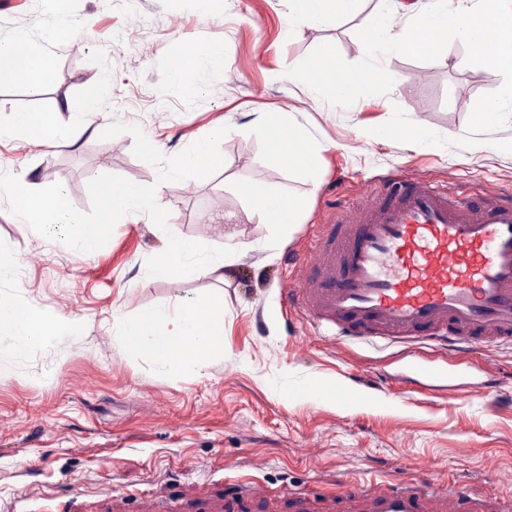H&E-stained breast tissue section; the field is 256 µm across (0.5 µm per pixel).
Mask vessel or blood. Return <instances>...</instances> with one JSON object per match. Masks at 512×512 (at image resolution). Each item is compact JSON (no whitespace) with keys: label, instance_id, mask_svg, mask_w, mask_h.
Returning a JSON list of instances; mask_svg holds the SVG:
<instances>
[{"label":"vessel or blood","instance_id":"1","mask_svg":"<svg viewBox=\"0 0 512 512\" xmlns=\"http://www.w3.org/2000/svg\"><path fill=\"white\" fill-rule=\"evenodd\" d=\"M284 304L319 335L411 343L428 333L449 353L512 343V193L473 201L419 173L374 183L339 205ZM336 512H512L459 491L383 480L336 499Z\"/></svg>","mask_w":512,"mask_h":512}]
</instances>
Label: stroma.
Returning a JSON list of instances; mask_svg holds the SVG:
<instances>
[{
  "label": "stroma",
  "instance_id": "1",
  "mask_svg": "<svg viewBox=\"0 0 512 512\" xmlns=\"http://www.w3.org/2000/svg\"><path fill=\"white\" fill-rule=\"evenodd\" d=\"M361 0L335 24L288 26V0H0V38L24 30L51 64L47 86L0 83V124L40 110L64 122L86 120L85 102L110 105L75 145L42 150L21 137L0 140V173L25 175L32 188L61 183L89 211L88 181L116 174L156 184L169 212L160 229L142 212L121 218L107 244L84 257L21 224L0 198V304L36 307L81 325L78 336L16 353L0 335V512H133L155 495L170 512H216L236 478L265 483L264 502L241 512H289V495L345 493L352 481H423L512 498V346L480 344L456 365L421 346L420 357L451 367L428 380L404 370L408 348L330 345L286 308L280 290L298 276L294 258L309 247L341 199L383 176L414 171L474 197L512 189V119L479 134L470 148L399 144L369 135L401 107L415 123L451 139L467 132L477 99L502 84L495 71L466 62L451 43L446 63L390 57L388 94L348 107L312 101L285 72L330 42L362 59L356 32L381 9ZM74 29L50 39L59 23ZM218 45L223 63L198 80H170L173 57ZM290 112L321 145L320 184L273 162L252 113ZM139 126L173 156L226 123L223 166L205 179L157 184V171L133 154L134 139L100 137L109 122ZM245 186L302 201L298 224L279 231L251 217ZM219 256L240 244L223 280L176 281L156 269L167 234ZM224 296V346L195 373L155 367L127 347L123 321L159 306L177 308ZM349 390L348 401L330 398ZM207 461L191 471L187 460Z\"/></svg>",
  "mask_w": 512,
  "mask_h": 512
}]
</instances>
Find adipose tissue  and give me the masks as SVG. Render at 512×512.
I'll return each instance as SVG.
<instances>
[{
  "label": "adipose tissue",
  "mask_w": 512,
  "mask_h": 512,
  "mask_svg": "<svg viewBox=\"0 0 512 512\" xmlns=\"http://www.w3.org/2000/svg\"><path fill=\"white\" fill-rule=\"evenodd\" d=\"M358 0H289L291 23L324 26L337 17L353 13ZM27 41L18 32L0 39V78L21 79L31 84L51 82V69L33 52H22ZM277 163L295 168L311 184L322 177L320 147L290 113L262 112L255 119ZM11 130L23 133L37 148L74 145L81 134L79 127L52 120L47 113L28 110L15 113ZM251 202V212L261 223L284 228L295 223L298 204L291 200L270 198L266 192L244 187ZM234 245L224 247L220 257H207L198 242L168 240L161 254L163 271L173 279L212 277L223 279L226 257ZM224 300L220 297L200 300L192 305L170 309L162 306L124 321L122 336L132 350L148 352L158 368L177 367L197 371L211 353L221 346ZM8 330L16 351L78 335L79 324L68 317H52L35 308H0V331Z\"/></svg>",
  "instance_id": "1"
}]
</instances>
